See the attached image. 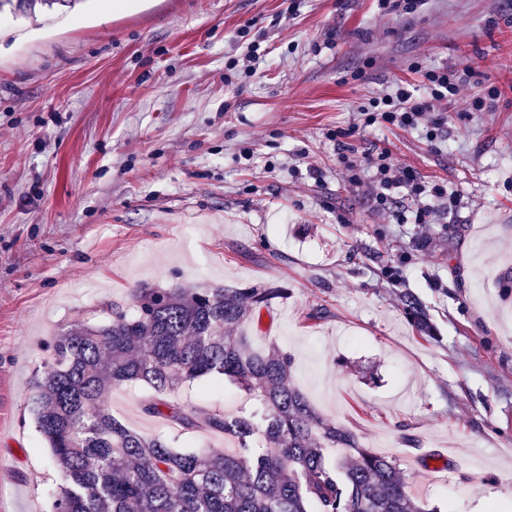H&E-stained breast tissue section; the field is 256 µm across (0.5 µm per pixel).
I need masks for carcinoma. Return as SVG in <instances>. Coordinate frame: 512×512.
<instances>
[{"instance_id": "obj_1", "label": "carcinoma", "mask_w": 512, "mask_h": 512, "mask_svg": "<svg viewBox=\"0 0 512 512\" xmlns=\"http://www.w3.org/2000/svg\"><path fill=\"white\" fill-rule=\"evenodd\" d=\"M286 288L133 290V314L88 317L59 333L36 382L34 415L62 484L54 512H438L413 499L391 456L325 420L294 385L291 356L253 349L246 328ZM409 324L430 337L412 293L399 297ZM218 374L266 408L262 422L170 402L173 387ZM142 383L144 411L184 430L206 428L237 444L181 453L112 416L106 394ZM344 453L331 462L326 449Z\"/></svg>"}]
</instances>
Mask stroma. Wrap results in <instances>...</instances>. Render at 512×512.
<instances>
[{
	"label": "stroma",
	"mask_w": 512,
	"mask_h": 512,
	"mask_svg": "<svg viewBox=\"0 0 512 512\" xmlns=\"http://www.w3.org/2000/svg\"><path fill=\"white\" fill-rule=\"evenodd\" d=\"M244 38L271 51L255 78L225 84ZM472 61L501 95L470 112L462 91L441 140L362 127L387 86ZM340 141L388 150L459 206L416 224L405 198L394 223L347 185ZM511 264L512 0H427L403 16L377 0L0 9V512H53L62 479L31 407L55 335L143 284L287 289L247 334L292 356L319 414L398 459L410 494L441 512H512V294L496 286ZM405 292L435 338L412 331ZM152 394L129 385L106 401L177 451H232L145 413ZM168 398L264 411L217 376Z\"/></svg>",
	"instance_id": "1"
}]
</instances>
